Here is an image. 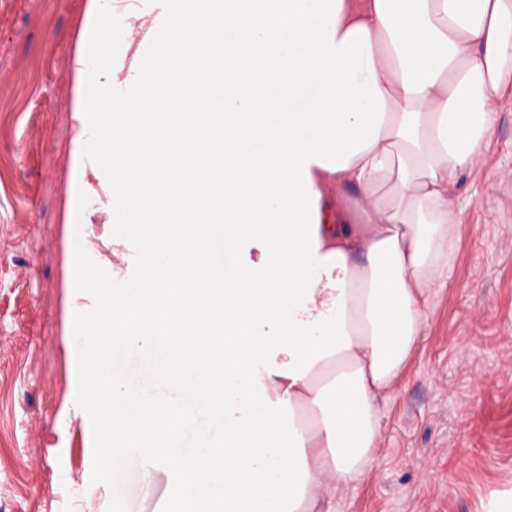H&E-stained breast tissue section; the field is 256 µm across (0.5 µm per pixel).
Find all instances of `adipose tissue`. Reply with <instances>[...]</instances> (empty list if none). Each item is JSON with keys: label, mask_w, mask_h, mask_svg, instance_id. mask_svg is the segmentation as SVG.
Segmentation results:
<instances>
[{"label": "adipose tissue", "mask_w": 512, "mask_h": 512, "mask_svg": "<svg viewBox=\"0 0 512 512\" xmlns=\"http://www.w3.org/2000/svg\"><path fill=\"white\" fill-rule=\"evenodd\" d=\"M106 2L84 0L73 59L67 221L106 168L142 274L100 313L216 404L224 446L186 453L184 409H134L79 345L102 476L136 448L166 468L169 512H325L448 282L449 194L512 105V0H166L149 56ZM114 47L138 93L97 79Z\"/></svg>", "instance_id": "obj_1"}]
</instances>
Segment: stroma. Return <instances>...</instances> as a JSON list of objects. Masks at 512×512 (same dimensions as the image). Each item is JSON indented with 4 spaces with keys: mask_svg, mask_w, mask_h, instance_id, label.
I'll return each mask as SVG.
<instances>
[{
    "mask_svg": "<svg viewBox=\"0 0 512 512\" xmlns=\"http://www.w3.org/2000/svg\"><path fill=\"white\" fill-rule=\"evenodd\" d=\"M82 0H0V512H167L166 470L139 459L99 471L95 407L70 356L66 224L74 149L72 59ZM457 232L446 287L382 402L380 446L329 512H488L512 490V109L477 169L453 191ZM119 388L176 404L180 391L142 349L112 366Z\"/></svg>",
    "mask_w": 512,
    "mask_h": 512,
    "instance_id": "35a3bbf8",
    "label": "stroma"
}]
</instances>
